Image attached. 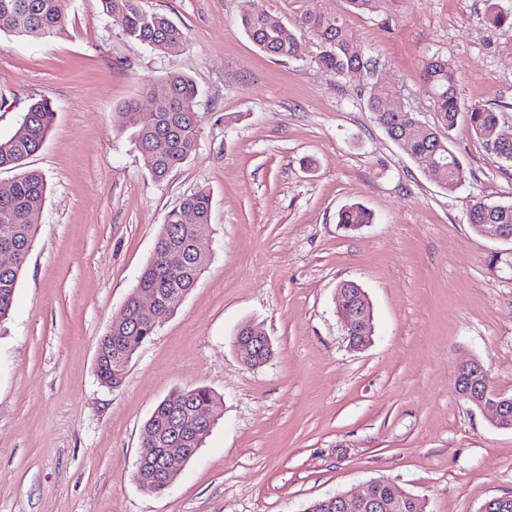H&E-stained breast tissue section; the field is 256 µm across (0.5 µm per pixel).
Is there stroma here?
Returning a JSON list of instances; mask_svg holds the SVG:
<instances>
[{
    "mask_svg": "<svg viewBox=\"0 0 512 512\" xmlns=\"http://www.w3.org/2000/svg\"><path fill=\"white\" fill-rule=\"evenodd\" d=\"M243 0H140L181 26L163 53L127 40L101 0H60L66 36L0 33V137L34 99L55 122L27 166L46 199L12 318L0 330V512H302L376 479L426 512H479L512 497V430L455 391L478 360L512 396V242L471 230L479 200L512 203V168L467 123L452 131L465 183L430 181L369 112L371 90L400 93L435 123L425 59H447L468 107H491L512 137V28L483 21L485 0H387L377 13L308 0L343 16L374 73L336 77L261 55L241 32ZM196 84L195 151L161 181L146 170L123 112L151 109L145 84ZM208 190L210 263L180 309L131 359L121 385L96 375L98 344L134 291L168 211ZM374 222L348 231L349 203ZM373 306L374 336L351 349L337 287ZM273 356L246 365L242 324ZM220 399L217 424L164 493L135 481L144 424L176 390Z\"/></svg>",
    "mask_w": 512,
    "mask_h": 512,
    "instance_id": "35a3bbf8",
    "label": "stroma"
}]
</instances>
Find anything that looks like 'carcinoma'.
Instances as JSON below:
<instances>
[{"mask_svg":"<svg viewBox=\"0 0 512 512\" xmlns=\"http://www.w3.org/2000/svg\"><path fill=\"white\" fill-rule=\"evenodd\" d=\"M485 23L493 27H512V10L503 9L497 0H486ZM104 12L121 27L132 42L160 51H176L186 44L181 27L167 16L145 12L139 0H102ZM297 17V26L312 33L320 42L315 63L322 71L347 76L354 71H370L374 64L354 45L346 20L327 12L312 11L307 0H289ZM239 24L260 52L278 60L298 57L300 40L297 33L277 17L266 12H241ZM67 21L58 0H0V32L20 39L52 40L66 34ZM427 96L437 115V125L431 126L418 118L399 94L389 91L372 93L367 108L387 136L402 146L416 160L433 158L434 167L426 176L448 192H453L465 180V170L450 147L452 132L465 121L483 140L485 148L500 161L512 167V143L496 146L491 134L499 123L498 112L485 107H467L456 92V76L448 61L432 56L423 61L421 72ZM151 96L168 102L162 112H139L133 102L127 105L131 113L130 128L140 150L143 163L153 179L160 181L191 155L198 138V113L195 100L198 88L185 75H170L145 86ZM55 118V109L47 98L33 101L21 116L14 131L0 137V168L17 171L7 200L0 199V244L7 243L17 253V261L9 266L0 263V327L10 319L16 289L32 248L35 227L34 214L41 211L47 184L42 173L25 168L26 160L43 146ZM192 216V223L184 221ZM337 223L355 231L373 223L372 213L360 203H352L338 211ZM468 224L479 232L484 224H505L512 230V204H490L477 201L468 213ZM211 232V198L199 190L182 199L167 212L149 263L143 269L137 287L150 289L161 297L156 317H142L135 301H130L125 324L111 329L100 342L97 377L101 385L116 387L126 374L124 362L158 328L173 316L195 287L209 259L189 249L195 233ZM220 401L207 388L180 390L163 399L154 409L156 417L144 425L145 434L158 435L165 416L178 413L183 447L198 448L202 438L196 436V426L187 412H214Z\"/></svg>","mask_w":512,"mask_h":512,"instance_id":"obj_1","label":"carcinoma"}]
</instances>
